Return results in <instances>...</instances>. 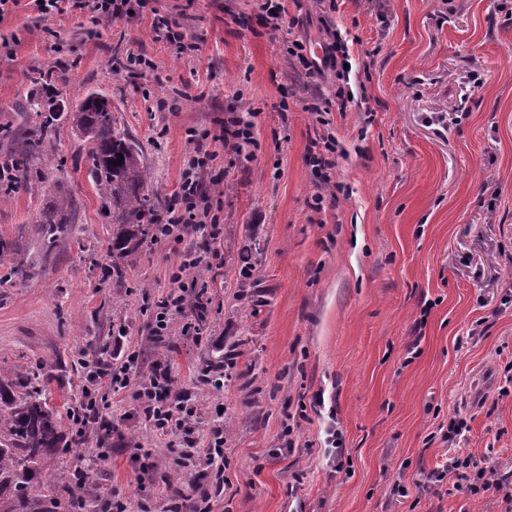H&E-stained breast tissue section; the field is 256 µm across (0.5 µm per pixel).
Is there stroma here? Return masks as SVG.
<instances>
[{"label": "stroma", "instance_id": "1", "mask_svg": "<svg viewBox=\"0 0 512 512\" xmlns=\"http://www.w3.org/2000/svg\"><path fill=\"white\" fill-rule=\"evenodd\" d=\"M280 29L256 0H147L132 17L87 9L41 18L30 0L0 19V154L42 120L33 70H51L57 102L109 98L118 128L141 148L155 211L177 207L194 138L221 240L143 236L112 250V215L88 178L91 148L58 121L29 189L0 199V372L50 391L64 441L89 370L139 352L141 371L170 365L194 414L198 454L224 431V490L209 470L179 466L169 435L134 399L137 383L100 390L94 441L82 460L56 449L57 512H500L455 490L420 492L422 472L453 447L439 428L455 416L463 453L512 470V0H287ZM185 35L157 40L154 14ZM351 71L311 84L290 41L321 59L334 38ZM149 60L134 74L128 56ZM325 110L336 165L320 174L308 148ZM236 115L252 122L246 154L217 138ZM323 209L312 205L315 192ZM59 197L73 219L49 237L40 214ZM256 239L243 273L235 249ZM219 251L189 277L212 307L198 341L174 322L147 343L155 301L174 290L185 251ZM26 278H10L13 262ZM478 336H471V329ZM340 433L342 448L331 444ZM86 473L78 482V473ZM404 482L407 496L394 495Z\"/></svg>", "mask_w": 512, "mask_h": 512}]
</instances>
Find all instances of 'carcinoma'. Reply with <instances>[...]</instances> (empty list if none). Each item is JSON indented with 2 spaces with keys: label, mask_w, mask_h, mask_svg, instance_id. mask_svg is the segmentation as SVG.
<instances>
[{
  "label": "carcinoma",
  "mask_w": 512,
  "mask_h": 512,
  "mask_svg": "<svg viewBox=\"0 0 512 512\" xmlns=\"http://www.w3.org/2000/svg\"><path fill=\"white\" fill-rule=\"evenodd\" d=\"M65 119L92 144L88 176L112 209V247L126 255V245L145 232L142 224L156 225L155 209L144 193L149 174L138 145L116 127L109 101L95 93L72 105ZM54 121V114H49L31 137L0 160V183L9 189L27 184L29 162L55 133ZM121 155L124 161L119 162ZM68 221L66 203L58 200L38 223L50 225L53 235ZM12 386V380L0 374V512H17L16 503L28 504L27 512H43L42 504L54 501L58 492L45 473V459L63 438L49 405V392L34 388L20 397Z\"/></svg>",
  "instance_id": "obj_1"
}]
</instances>
